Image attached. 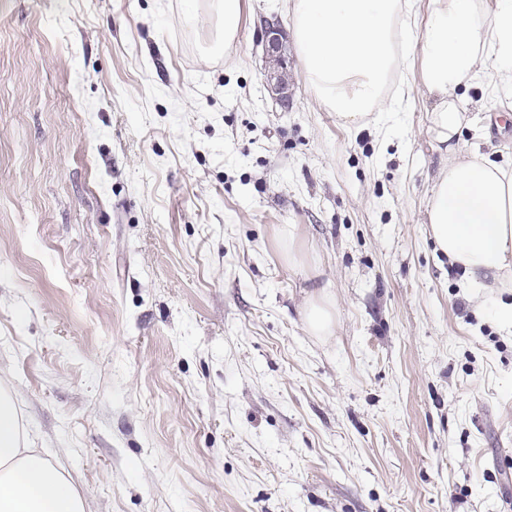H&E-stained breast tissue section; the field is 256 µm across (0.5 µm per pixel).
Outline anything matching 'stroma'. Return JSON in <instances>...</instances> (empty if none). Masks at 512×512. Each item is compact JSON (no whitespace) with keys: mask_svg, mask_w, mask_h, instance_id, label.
<instances>
[{"mask_svg":"<svg viewBox=\"0 0 512 512\" xmlns=\"http://www.w3.org/2000/svg\"><path fill=\"white\" fill-rule=\"evenodd\" d=\"M244 2L221 55L205 0H0V382L30 447L85 512H504L512 288L434 250L419 62L350 127L293 60L280 111L258 30L289 0ZM486 87L456 92L463 140L508 159ZM305 328L314 336H332L334 316L330 293L322 289L312 293L303 313Z\"/></svg>","mask_w":512,"mask_h":512,"instance_id":"1","label":"stroma"}]
</instances>
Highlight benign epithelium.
<instances>
[{
    "label": "benign epithelium",
    "mask_w": 512,
    "mask_h": 512,
    "mask_svg": "<svg viewBox=\"0 0 512 512\" xmlns=\"http://www.w3.org/2000/svg\"><path fill=\"white\" fill-rule=\"evenodd\" d=\"M260 42L264 47V77L267 91L275 102L286 110L293 102V85L289 80L288 33L279 18L261 20Z\"/></svg>",
    "instance_id": "benign-epithelium-1"
}]
</instances>
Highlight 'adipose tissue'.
Instances as JSON below:
<instances>
[{
    "label": "adipose tissue",
    "instance_id": "obj_1",
    "mask_svg": "<svg viewBox=\"0 0 512 512\" xmlns=\"http://www.w3.org/2000/svg\"><path fill=\"white\" fill-rule=\"evenodd\" d=\"M305 77L321 105L357 127L392 109L383 89L410 58L434 98L428 133L442 166L426 219L437 252L470 287L512 280V162L460 139L455 91L492 70L491 105L512 97V0H430L425 31L411 39L406 0H290ZM0 512H84L82 496L42 452L28 447L13 396L0 385Z\"/></svg>",
    "mask_w": 512,
    "mask_h": 512
}]
</instances>
